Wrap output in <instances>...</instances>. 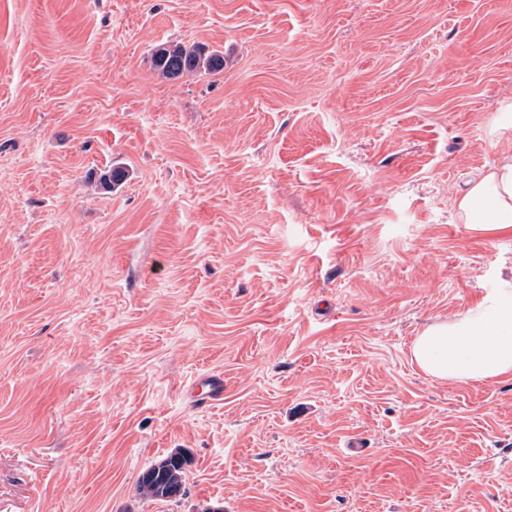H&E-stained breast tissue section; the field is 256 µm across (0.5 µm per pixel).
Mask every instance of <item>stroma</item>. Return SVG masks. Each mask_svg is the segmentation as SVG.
<instances>
[{
    "label": "stroma",
    "instance_id": "35a3bbf8",
    "mask_svg": "<svg viewBox=\"0 0 512 512\" xmlns=\"http://www.w3.org/2000/svg\"><path fill=\"white\" fill-rule=\"evenodd\" d=\"M505 152L512 0H0V512H512V377L411 356L512 289ZM153 64L160 75L169 79L201 71L217 75L224 71V53L213 50L206 54L200 46L175 43L155 50ZM454 216L475 232L512 228V156L480 175L470 189L454 200ZM193 396L203 405H213L224 397V377L208 374L195 381ZM187 459L180 452H172L150 465L139 476L136 491L149 500L173 501L185 493V466Z\"/></svg>",
    "mask_w": 512,
    "mask_h": 512
}]
</instances>
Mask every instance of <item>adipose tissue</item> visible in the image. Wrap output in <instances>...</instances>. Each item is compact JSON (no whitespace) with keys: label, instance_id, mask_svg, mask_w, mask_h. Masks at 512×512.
Wrapping results in <instances>:
<instances>
[{"label":"adipose tissue","instance_id":"1","mask_svg":"<svg viewBox=\"0 0 512 512\" xmlns=\"http://www.w3.org/2000/svg\"><path fill=\"white\" fill-rule=\"evenodd\" d=\"M456 219L476 232L512 228V156L480 173L453 203ZM412 356L431 377L459 383L512 375V289L484 297L474 308L417 336Z\"/></svg>","mask_w":512,"mask_h":512}]
</instances>
